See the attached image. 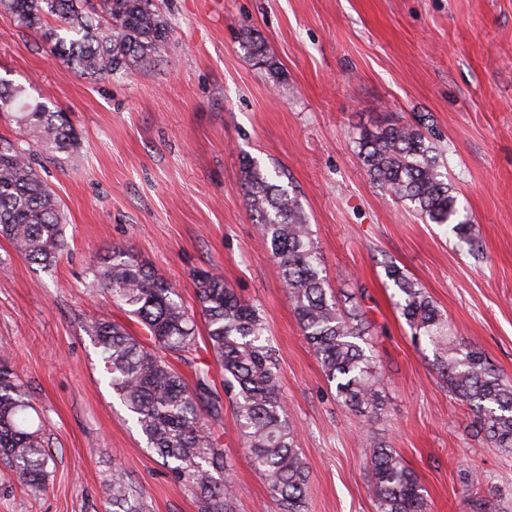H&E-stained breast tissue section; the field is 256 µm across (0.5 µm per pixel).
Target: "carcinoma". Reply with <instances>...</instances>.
<instances>
[{
    "mask_svg": "<svg viewBox=\"0 0 512 512\" xmlns=\"http://www.w3.org/2000/svg\"><path fill=\"white\" fill-rule=\"evenodd\" d=\"M0 12L32 30L56 59L94 80L143 67L169 35L155 0H0ZM244 44L256 65L273 66L262 39L250 34ZM0 112L13 113L19 129L13 137L0 135V236L28 261L47 267L65 249L64 214L34 157L72 153L77 138L64 114L31 102L26 88L2 80ZM422 125L393 121L360 131L359 160L378 189L473 247L470 221ZM243 185L303 336L335 384L338 402L365 417L380 414L384 376L366 338L365 312L328 291L298 196L250 161L243 167ZM385 276L414 341L433 346L449 391L469 407L472 431L512 453V383L498 375L479 346L450 335L448 320L418 283L394 265L385 266ZM87 287L107 294L143 331L136 336L105 319L86 324L112 390L172 478L190 488L199 512H233L230 467L218 436L226 402L253 466L268 480L269 497L281 512H305L308 467L288 423L278 358L259 308L223 278L204 272L195 280V314L170 281L120 247L91 268ZM198 316L207 339L202 348ZM217 376L222 396L214 389ZM33 410L11 358L0 352V464L24 485L43 491L52 453L44 444L45 425L32 422ZM368 465L377 512H429L418 477L394 449L373 446ZM107 496L112 512H145L141 494L119 470L112 473Z\"/></svg>",
    "mask_w": 512,
    "mask_h": 512,
    "instance_id": "carcinoma-1",
    "label": "carcinoma"
}]
</instances>
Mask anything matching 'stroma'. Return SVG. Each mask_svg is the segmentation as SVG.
<instances>
[{
  "label": "stroma",
  "mask_w": 512,
  "mask_h": 512,
  "mask_svg": "<svg viewBox=\"0 0 512 512\" xmlns=\"http://www.w3.org/2000/svg\"><path fill=\"white\" fill-rule=\"evenodd\" d=\"M171 34L150 64L90 80L0 14V78L67 113L76 155L43 178L66 217L49 267L0 237V347L28 388L54 461L37 494L0 472V512H106L114 470L147 512H197L112 392L86 320H123L90 295V268L128 249L195 307L207 270L256 305L309 471L307 512H376L372 444L394 448L431 512H512V455L472 437L434 350L415 345L384 267L417 280L456 336L512 382V0H156ZM253 30L278 74L242 47ZM424 116L427 138L466 207L473 244L380 191L358 158L360 129ZM298 194L336 295L365 311L384 375L382 413L336 401L260 239L241 184L245 160ZM235 512H278L225 413ZM482 483L471 487V469Z\"/></svg>",
  "instance_id": "obj_1"
}]
</instances>
